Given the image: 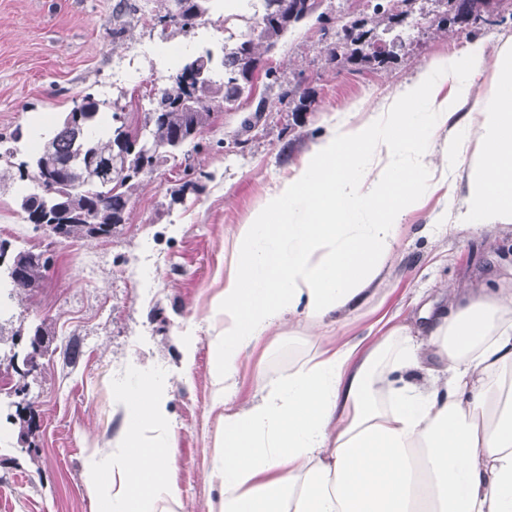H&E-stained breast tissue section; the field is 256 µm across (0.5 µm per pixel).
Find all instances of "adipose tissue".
Listing matches in <instances>:
<instances>
[{"instance_id": "ef3b65f1", "label": "adipose tissue", "mask_w": 512, "mask_h": 512, "mask_svg": "<svg viewBox=\"0 0 512 512\" xmlns=\"http://www.w3.org/2000/svg\"><path fill=\"white\" fill-rule=\"evenodd\" d=\"M484 53L432 63L362 124H332L228 238L210 307L219 512H512V288L425 309L417 329L390 322L369 343L321 332L358 311L429 192L466 191L438 221L512 224V45L479 95ZM473 98V122L456 120ZM297 314L315 355L239 402L248 353ZM119 399L113 512H181L166 377Z\"/></svg>"}]
</instances>
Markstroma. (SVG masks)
I'll return each mask as SVG.
<instances>
[{"mask_svg": "<svg viewBox=\"0 0 512 512\" xmlns=\"http://www.w3.org/2000/svg\"><path fill=\"white\" fill-rule=\"evenodd\" d=\"M169 0H0V135L27 153L29 134H53L64 112L85 94L125 104L126 121L142 122L147 91L169 82L175 70L221 46L224 4L212 0L203 27L160 31L156 16ZM445 0H418L403 31L405 44L389 67L357 70L332 60L327 47L337 22L366 10V0H317L314 12L293 26L270 56L287 81L300 84L310 106L280 104L264 73H255L249 97L217 110L211 125L188 143L180 160L190 175L164 164L135 187L126 221L111 238H57L29 224L11 182L0 184V240L14 249L44 252L50 264L39 288L0 309V360L25 353L27 335L47 331L41 369L27 380L35 419L26 439L17 427L0 433V512H100L99 494L86 485L89 468L111 481L112 453L120 448L125 409L118 391L139 372L161 371L171 384L175 457L170 475L182 512H214L220 485L212 475L218 417L212 409L208 320L212 297L224 287V238L247 223L267 197L314 150L328 123H363L435 59L465 56L479 41L485 55L478 85L493 81L494 54L512 43V19L469 36L440 24ZM127 26L116 32L112 16ZM166 33L173 58L159 62L150 43ZM136 69L121 75L125 54ZM257 113L249 132L244 116ZM446 205L435 191L406 217L378 290L360 316H341L326 335H365L381 317L417 325L424 307L453 308L460 295L496 288L512 276V227L423 225ZM196 336L195 358L182 362V336ZM267 352L248 354L241 399L259 378L287 374L311 356L304 316H295ZM78 359H70V347Z\"/></svg>", "mask_w": 512, "mask_h": 512, "instance_id": "35a3bbf8", "label": "stroma"}]
</instances>
